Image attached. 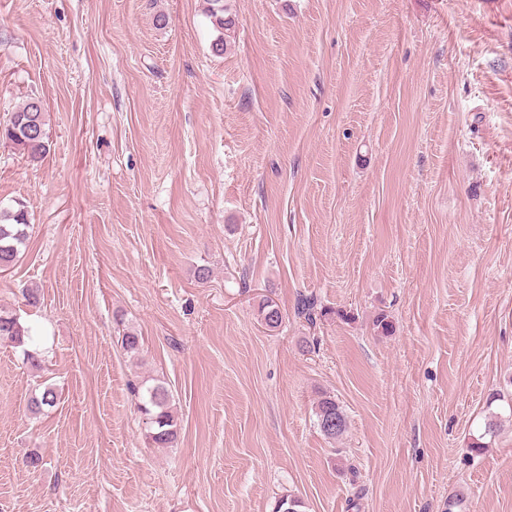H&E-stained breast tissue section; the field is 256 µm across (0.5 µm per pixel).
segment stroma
<instances>
[{
    "mask_svg": "<svg viewBox=\"0 0 512 512\" xmlns=\"http://www.w3.org/2000/svg\"><path fill=\"white\" fill-rule=\"evenodd\" d=\"M224 5L0 0V122L37 97L50 136L0 142L31 224L0 308L44 359L0 345V512H512V420L470 450L512 384V0ZM137 407L149 424L148 439L159 448L172 447L178 436L177 419L171 410L170 394L163 383L134 391ZM59 401V395L53 385H45L35 390L28 399V409L33 414L41 413L44 408L54 407ZM315 415L320 431L327 438L335 439L345 432L346 417L333 396L327 393L321 395L317 401Z\"/></svg>",
    "mask_w": 512,
    "mask_h": 512,
    "instance_id": "obj_1",
    "label": "stroma"
}]
</instances>
